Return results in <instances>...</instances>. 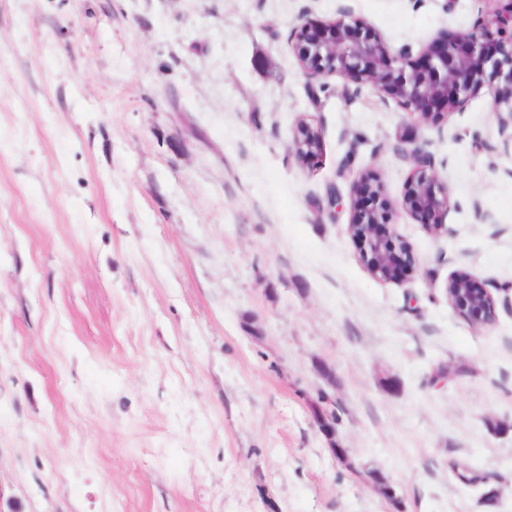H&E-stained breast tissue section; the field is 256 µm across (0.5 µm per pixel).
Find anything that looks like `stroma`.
I'll return each mask as SVG.
<instances>
[{"mask_svg": "<svg viewBox=\"0 0 512 512\" xmlns=\"http://www.w3.org/2000/svg\"><path fill=\"white\" fill-rule=\"evenodd\" d=\"M496 8L0 0V512H512V305L476 326L444 292L512 283L490 94L413 126L288 41L350 14L417 49ZM408 140L451 209L398 216L417 270L386 283L321 206L367 170L401 199ZM321 145V128L305 117L300 118L293 130L289 153L298 163L308 166L320 156Z\"/></svg>", "mask_w": 512, "mask_h": 512, "instance_id": "1", "label": "stroma"}]
</instances>
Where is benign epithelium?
I'll list each match as a JSON object with an SVG mask.
<instances>
[{"label": "benign epithelium", "instance_id": "7a95c632", "mask_svg": "<svg viewBox=\"0 0 512 512\" xmlns=\"http://www.w3.org/2000/svg\"><path fill=\"white\" fill-rule=\"evenodd\" d=\"M508 15L472 29L448 33L413 51L391 49L361 17L346 15L330 23L305 18L291 33V47L310 80L338 76L394 100L416 123L435 124L461 110L483 88L491 91V109L501 131L512 129V0ZM322 131L307 118L297 121L289 153L302 165L320 156ZM413 164L406 190L396 202L386 197L381 181L366 171L348 196V233L358 245L370 273L401 283L414 271L408 246L394 229L396 216L416 217L438 235L446 230L451 208L448 186L428 156L414 147L404 151ZM449 305L477 325H491L497 299L467 272L448 279Z\"/></svg>", "mask_w": 512, "mask_h": 512}]
</instances>
